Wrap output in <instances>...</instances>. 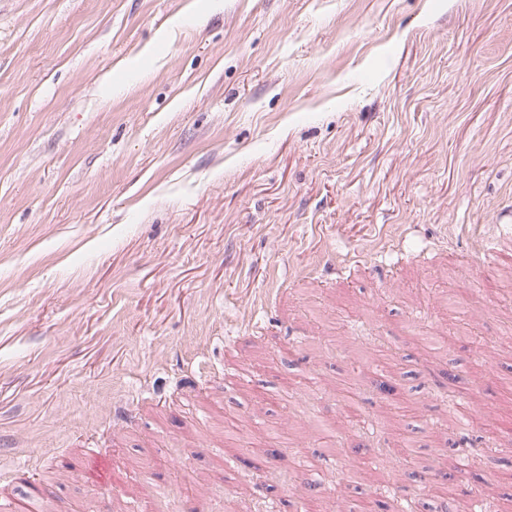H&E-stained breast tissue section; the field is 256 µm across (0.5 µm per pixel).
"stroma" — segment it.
Segmentation results:
<instances>
[{"mask_svg":"<svg viewBox=\"0 0 512 512\" xmlns=\"http://www.w3.org/2000/svg\"><path fill=\"white\" fill-rule=\"evenodd\" d=\"M506 208L512 0H0V502L254 512L259 475L295 512L309 420L398 402L343 446L402 437L435 475L467 391L486 456L458 488L497 476L508 507ZM356 336L419 392H373Z\"/></svg>","mask_w":512,"mask_h":512,"instance_id":"35a3bbf8","label":"stroma"}]
</instances>
